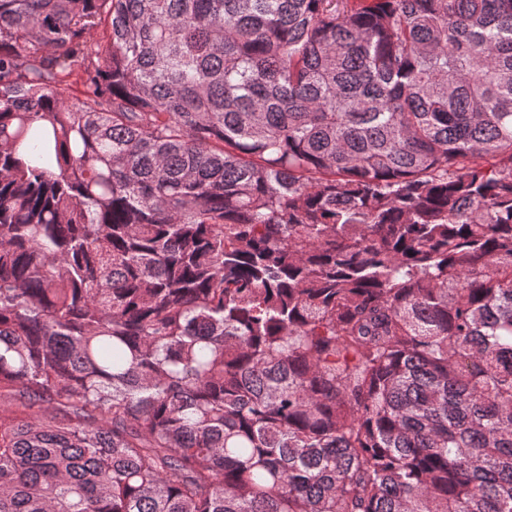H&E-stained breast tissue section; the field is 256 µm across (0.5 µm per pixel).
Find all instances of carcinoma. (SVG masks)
I'll list each match as a JSON object with an SVG mask.
<instances>
[{"label":"carcinoma","instance_id":"1","mask_svg":"<svg viewBox=\"0 0 512 512\" xmlns=\"http://www.w3.org/2000/svg\"><path fill=\"white\" fill-rule=\"evenodd\" d=\"M0 512H512V0H0Z\"/></svg>","mask_w":512,"mask_h":512}]
</instances>
